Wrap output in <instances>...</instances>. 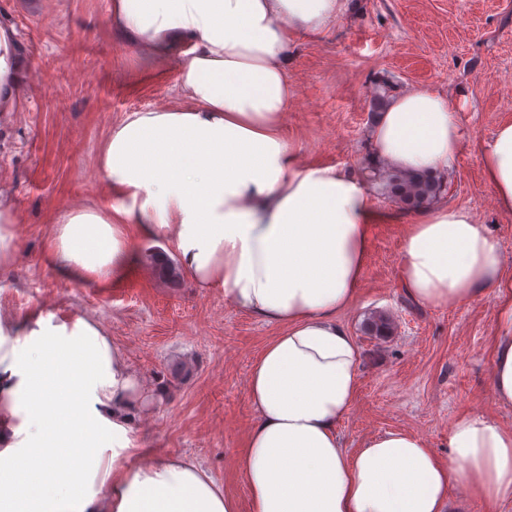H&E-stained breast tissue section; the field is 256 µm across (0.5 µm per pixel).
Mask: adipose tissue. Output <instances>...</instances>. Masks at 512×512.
I'll use <instances>...</instances> for the list:
<instances>
[{
  "instance_id": "adipose-tissue-1",
  "label": "adipose tissue",
  "mask_w": 512,
  "mask_h": 512,
  "mask_svg": "<svg viewBox=\"0 0 512 512\" xmlns=\"http://www.w3.org/2000/svg\"><path fill=\"white\" fill-rule=\"evenodd\" d=\"M349 0H110L107 23L146 60L173 59L183 105L112 126L97 173L108 201L66 210L47 244L70 281L120 275L136 236L170 245L194 288L280 328L255 359L256 412L237 468L253 512H451L464 483L483 512L512 502V426L463 414L441 459L403 431L348 452L339 432L360 351L338 322L359 294L370 227L386 220L360 176L302 165L282 132L295 95L288 46L322 38ZM32 69L0 23V116L20 112ZM373 164L436 173L465 137L455 106L418 88L394 97L370 132ZM499 211L512 215V120L480 150ZM413 302L447 308L492 290L491 393L512 411V274L487 225L441 203L418 210L402 244ZM0 356V504L19 512H238L195 460L150 454L138 424L164 404L100 322L32 313ZM33 470L20 486L12 473Z\"/></svg>"
}]
</instances>
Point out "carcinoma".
Here are the masks:
<instances>
[{"label": "carcinoma", "mask_w": 512, "mask_h": 512, "mask_svg": "<svg viewBox=\"0 0 512 512\" xmlns=\"http://www.w3.org/2000/svg\"><path fill=\"white\" fill-rule=\"evenodd\" d=\"M362 171L369 182L380 183L383 193L407 211H417L432 204L446 190L444 178L437 174H410L378 167L368 161ZM155 265L161 278L175 287L181 285L179 273L169 262L160 260ZM392 330L393 323L383 315L372 316L365 323V331L371 336H387Z\"/></svg>", "instance_id": "carcinoma-1"}]
</instances>
